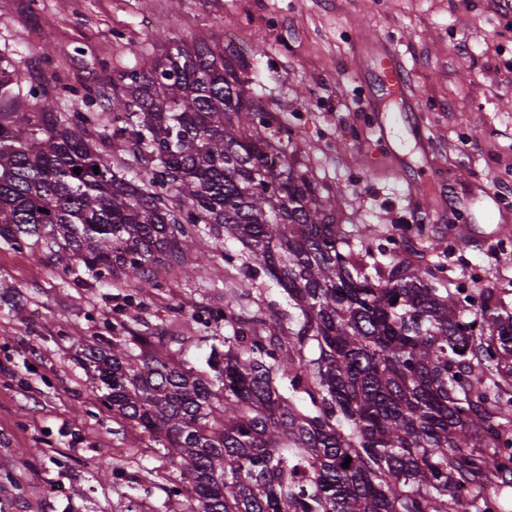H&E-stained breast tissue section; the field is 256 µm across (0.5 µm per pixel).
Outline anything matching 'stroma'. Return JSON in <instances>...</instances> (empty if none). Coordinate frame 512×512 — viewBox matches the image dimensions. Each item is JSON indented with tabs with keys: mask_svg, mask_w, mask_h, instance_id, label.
<instances>
[{
	"mask_svg": "<svg viewBox=\"0 0 512 512\" xmlns=\"http://www.w3.org/2000/svg\"><path fill=\"white\" fill-rule=\"evenodd\" d=\"M187 42L239 31L245 74L292 130L295 163L354 247L431 214L421 241L445 288L494 289L512 308V28L499 0H0V52L59 107L156 56L161 23ZM410 74L414 111L378 128L369 57L380 40ZM183 305L184 315L172 312ZM280 318L279 288L216 261L136 288L64 269L0 239V512H170L194 503L156 442L103 403L84 350L150 339L207 372L226 307Z\"/></svg>",
	"mask_w": 512,
	"mask_h": 512,
	"instance_id": "obj_1",
	"label": "stroma"
}]
</instances>
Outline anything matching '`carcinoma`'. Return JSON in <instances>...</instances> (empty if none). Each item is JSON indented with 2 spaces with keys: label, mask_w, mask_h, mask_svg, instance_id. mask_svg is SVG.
I'll return each instance as SVG.
<instances>
[{
  "label": "carcinoma",
  "mask_w": 512,
  "mask_h": 512,
  "mask_svg": "<svg viewBox=\"0 0 512 512\" xmlns=\"http://www.w3.org/2000/svg\"><path fill=\"white\" fill-rule=\"evenodd\" d=\"M244 70L220 46L170 39L112 80L104 125L57 110L0 54V237L142 288L157 268L215 258L224 236L280 288L288 324L229 311L212 376L146 353V336L88 347L104 404L165 448L192 512H499L512 311L491 289L476 308L427 266L353 249ZM114 139L145 177L122 172Z\"/></svg>",
  "instance_id": "carcinoma-1"
}]
</instances>
